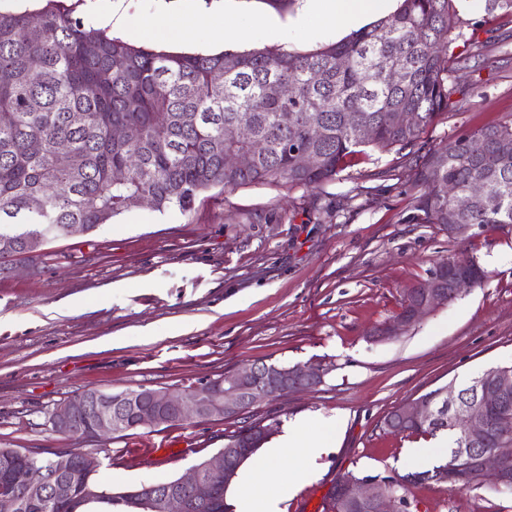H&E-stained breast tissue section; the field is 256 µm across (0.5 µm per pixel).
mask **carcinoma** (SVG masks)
I'll use <instances>...</instances> for the list:
<instances>
[{"mask_svg":"<svg viewBox=\"0 0 512 512\" xmlns=\"http://www.w3.org/2000/svg\"><path fill=\"white\" fill-rule=\"evenodd\" d=\"M456 0H401L398 9L351 38L299 52L263 48L186 54L129 45L86 28L61 0L36 10L0 13V230L7 253L37 252L68 224L94 230L147 197L157 211L191 210L199 196L256 184L292 190L329 183L357 154L414 144L446 109L454 93L446 52ZM37 29L41 37L29 33ZM39 61L38 74L32 62ZM224 72V80L212 74ZM400 78L394 82L391 73ZM319 74L315 82L311 73ZM282 84L293 99L278 94ZM414 112L407 129L389 122ZM249 133L239 134L241 116ZM375 135L359 138L354 122ZM134 126L132 142L112 140L114 125ZM479 138L485 154L473 159L466 142ZM37 141L40 149L30 150ZM65 142L68 151H59ZM264 145L253 165L224 170V154ZM319 157L296 166L289 145ZM122 170L120 181L113 172ZM417 197L422 224L512 226V119L464 133L430 153ZM487 187L490 202L473 204L468 188ZM411 470L398 494L429 481ZM89 504L127 512L123 492L92 482Z\"/></svg>","mask_w":512,"mask_h":512,"instance_id":"cac0c4a2","label":"carcinoma"}]
</instances>
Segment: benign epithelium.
<instances>
[{"mask_svg": "<svg viewBox=\"0 0 512 512\" xmlns=\"http://www.w3.org/2000/svg\"><path fill=\"white\" fill-rule=\"evenodd\" d=\"M262 149L224 155V168L239 171L249 168ZM482 272L467 264L448 273L432 274L419 284L421 292L406 313L373 328L368 336L378 342L402 335L427 315L446 306L467 288L477 285ZM332 366L277 363L256 364L237 373L196 385L175 394L140 388L102 393L87 392L79 401L67 400L50 414L52 427L60 433L81 428L91 421L94 431L89 437L110 436L125 424L121 411L128 410L136 426L160 427L172 419L208 421L230 419L245 410L288 393L312 389L323 383ZM472 394L473 403L464 405V396ZM512 399V370H495L473 380L468 391L449 384L432 399H416L393 410L389 429L399 431L412 424L429 423L435 428L461 421L466 446L455 449L457 460L474 462L480 481L496 488L512 483L506 463L512 460V416L505 414L499 423V445L490 453L476 452V446L488 433L486 409L506 407ZM275 424L261 423L243 440L224 443L218 454L201 467H192L188 475L175 480L172 487L143 483L125 493L134 512H196L212 505L222 487L235 478L237 464L269 439ZM25 455L17 449L0 451V512H22L31 504H50L58 512H68L84 498V485L95 474L97 464L80 452H62L50 460V472L34 466L17 477ZM468 466H443L436 470L433 481L438 484L466 481ZM395 474L357 477L350 473L336 480V496L352 512H412L413 503L404 495L389 490L402 483Z\"/></svg>", "mask_w": 512, "mask_h": 512, "instance_id": "7a95c632", "label": "benign epithelium"}]
</instances>
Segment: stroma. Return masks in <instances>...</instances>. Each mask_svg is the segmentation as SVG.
I'll return each instance as SVG.
<instances>
[{"label": "stroma", "instance_id": "35a3bbf8", "mask_svg": "<svg viewBox=\"0 0 512 512\" xmlns=\"http://www.w3.org/2000/svg\"><path fill=\"white\" fill-rule=\"evenodd\" d=\"M184 0H63L75 18L112 8L151 47V21ZM214 24L252 28L226 50L318 48L317 40L259 20L288 24L303 0H196ZM496 29L490 43L486 32ZM481 42L479 59L457 63V87L411 146L371 152L329 183L290 191L254 185L192 210L135 206L93 232L47 244L36 269L0 274V448L36 457L80 450L100 462L96 479L115 490L185 475L224 446V435L258 418L319 425L343 417L320 475L285 504L321 512L347 472L402 475L419 436L385 433L384 417L483 370L512 364V230L451 237L415 219L418 165L458 135L512 118V15L488 0H460L453 25ZM465 254L485 281L394 340L368 332L398 312L405 286L434 261ZM329 362L324 382L256 406L234 419L143 427L87 441L56 432L49 415L77 392L141 387L176 392L254 363ZM421 512H512V494H462L429 481L412 487Z\"/></svg>", "mask_w": 512, "mask_h": 512}]
</instances>
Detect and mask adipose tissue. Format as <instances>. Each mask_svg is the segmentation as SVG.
Returning a JSON list of instances; mask_svg holds the SVG:
<instances>
[{"label": "adipose tissue", "instance_id": "adipose-tissue-1", "mask_svg": "<svg viewBox=\"0 0 512 512\" xmlns=\"http://www.w3.org/2000/svg\"><path fill=\"white\" fill-rule=\"evenodd\" d=\"M389 2L305 0L292 28L316 39L341 34L387 9ZM335 447V423L316 430L302 420L289 424L274 446L244 464L231 490L236 512H285V502L318 476L322 458Z\"/></svg>", "mask_w": 512, "mask_h": 512}]
</instances>
